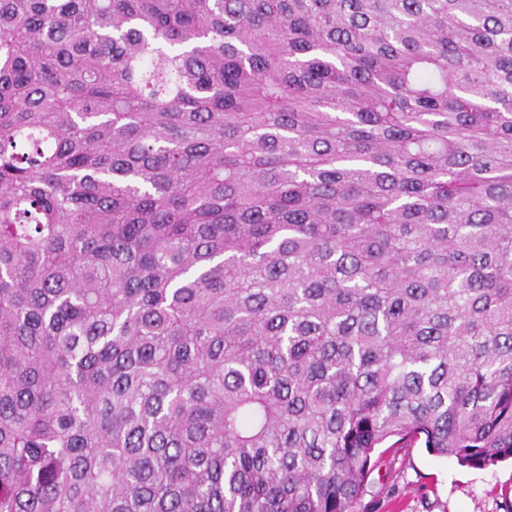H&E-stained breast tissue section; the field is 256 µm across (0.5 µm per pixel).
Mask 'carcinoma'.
Instances as JSON below:
<instances>
[{
    "mask_svg": "<svg viewBox=\"0 0 512 512\" xmlns=\"http://www.w3.org/2000/svg\"><path fill=\"white\" fill-rule=\"evenodd\" d=\"M512 459V0H0V512H355Z\"/></svg>",
    "mask_w": 512,
    "mask_h": 512,
    "instance_id": "carcinoma-1",
    "label": "carcinoma"
}]
</instances>
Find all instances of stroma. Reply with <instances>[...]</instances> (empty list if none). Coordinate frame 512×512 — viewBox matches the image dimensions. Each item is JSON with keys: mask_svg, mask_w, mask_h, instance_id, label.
<instances>
[{"mask_svg": "<svg viewBox=\"0 0 512 512\" xmlns=\"http://www.w3.org/2000/svg\"><path fill=\"white\" fill-rule=\"evenodd\" d=\"M356 512H512V461L474 469L420 443L392 449L369 476Z\"/></svg>", "mask_w": 512, "mask_h": 512, "instance_id": "1", "label": "stroma"}]
</instances>
